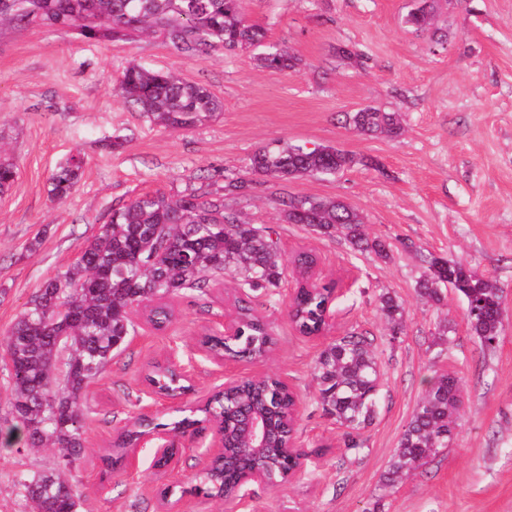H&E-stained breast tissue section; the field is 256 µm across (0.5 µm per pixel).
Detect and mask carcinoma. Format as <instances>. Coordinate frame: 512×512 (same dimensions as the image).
<instances>
[{"instance_id": "carcinoma-1", "label": "carcinoma", "mask_w": 512, "mask_h": 512, "mask_svg": "<svg viewBox=\"0 0 512 512\" xmlns=\"http://www.w3.org/2000/svg\"><path fill=\"white\" fill-rule=\"evenodd\" d=\"M246 0H0V29L49 27L74 29L87 40L130 41L143 34L162 38L186 60L212 51L233 53L258 49L268 69L286 72L300 59L267 43L266 29L246 17ZM434 11L407 16L417 32L433 30ZM118 91L135 111L156 125L173 131L189 130L224 111V102L206 86L190 82L179 72L159 71L130 63L118 80ZM346 122L362 133L397 137L401 121L394 112L365 108L347 115ZM355 157L333 146L307 149L279 144L263 148L251 158L250 173L278 182L330 176L350 169ZM84 158L61 163L49 178V195L67 199L81 178ZM18 166L0 152V194L15 183ZM249 187L243 177L229 178L224 193L203 188L177 197L141 194L112 210L109 221L85 244L81 256L65 270L46 279L8 331V359L13 394L12 419L0 425V444L23 443L31 448L52 447L71 457L84 451L85 394L135 333L131 312L149 310L160 329L169 321L166 299L182 290L202 291L229 272L251 292L279 286L281 263L278 242L270 229L246 222L226 200ZM283 220L301 224L327 237L340 233L358 251L388 256L386 244L369 240L360 214L340 200L288 196L281 200ZM419 293L439 304L452 288L466 306L484 305L481 317L469 321L481 346L494 349L500 340L502 289L488 277L460 262L423 253ZM332 291L299 288L292 321L306 336L321 330L322 314ZM381 313L396 328L403 308L392 296L381 297ZM273 344L266 325L248 306L239 307L237 336L224 346L231 358L263 357ZM320 404L336 423L348 429L347 446L359 447L354 435L371 425L379 406L381 370L372 340L351 333L330 344L315 368ZM158 391L186 389L171 373L151 376ZM461 379L452 373L432 377L398 441L384 486L395 487L406 474L426 465L439 449L448 447L457 427ZM251 403L271 422L266 475L273 482L293 463L286 453L288 430L283 415L290 397L273 377L246 378L224 398L213 397L193 414L161 426L175 434L209 424L224 431V439L238 454L237 468L217 464L191 480L206 496L236 493V483L251 462L249 436L234 408ZM33 512H78L81 492L63 473L52 468L21 482Z\"/></svg>"}]
</instances>
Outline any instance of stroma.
<instances>
[{
  "mask_svg": "<svg viewBox=\"0 0 512 512\" xmlns=\"http://www.w3.org/2000/svg\"><path fill=\"white\" fill-rule=\"evenodd\" d=\"M413 7V0H248L247 17L266 28L268 42L299 57L288 72L263 67L248 50L187 61L150 36L95 43L64 30L0 33V146L18 164L0 196V424L10 418L9 328L41 283L80 256L112 208L157 191L223 190L227 179L247 174L257 150L279 141L333 145L357 160L333 177L255 178L233 202L243 219L279 237L280 285L252 296L272 328L267 358L224 362L202 344L234 317L241 287L228 273L207 292L173 295L165 331L134 314L136 334L87 391L84 454L68 470L82 492L79 512H166L163 489L205 468L213 435L178 440L182 453L161 477L148 446L132 465L107 469L104 458L125 426L141 414L170 422L225 382L260 376L281 378L297 397L301 471L254 485L229 505L184 498L179 512H512V0H453L436 21L447 36L441 48L407 24ZM341 46L364 54L363 66L338 57ZM133 61L180 70L223 100V112L185 131L151 123L115 89ZM366 106L399 113L403 134L354 132L344 115ZM75 154L85 160L82 177L66 200H54L49 177ZM370 158L383 171L368 167ZM287 195L345 200L362 215L367 237L389 244L388 257L285 223ZM303 251L317 256L318 281L336 288L332 326L319 338L301 335L288 314L294 259ZM423 251L502 288L504 327L494 350L473 336L453 290L438 305L419 294ZM384 294L403 307L399 329L379 311ZM353 330L370 333L382 373L379 413L358 450L347 448L344 427L318 404L315 378L319 354ZM164 359L190 374L185 398L173 402L148 387L149 364ZM446 372L462 381L454 441L383 490L426 378ZM57 465L51 448H1L0 512H30L20 479Z\"/></svg>",
  "mask_w": 512,
  "mask_h": 512,
  "instance_id": "1",
  "label": "stroma"
}]
</instances>
